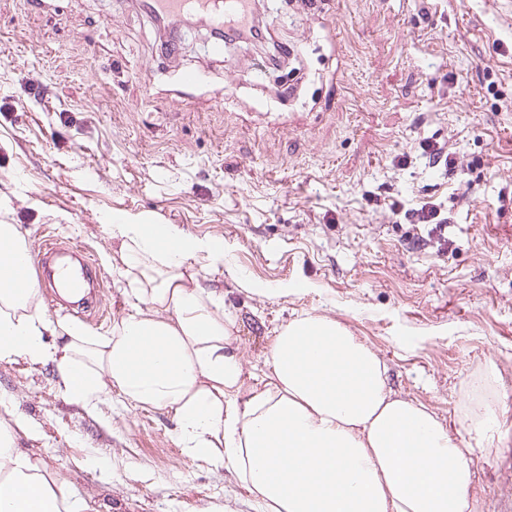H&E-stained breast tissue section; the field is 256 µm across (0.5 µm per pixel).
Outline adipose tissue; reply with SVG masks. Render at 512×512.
<instances>
[{
  "label": "adipose tissue",
  "instance_id": "1",
  "mask_svg": "<svg viewBox=\"0 0 512 512\" xmlns=\"http://www.w3.org/2000/svg\"><path fill=\"white\" fill-rule=\"evenodd\" d=\"M113 217L122 276L165 275L132 289L140 307L107 336L34 314L35 279L7 278L24 243L0 224V362L53 363L64 395L87 409L119 393L171 414L183 453L231 469L260 512H471L475 451L425 404L394 392L381 355L335 318L304 313L273 339L269 368L243 394L222 295L187 282L184 261L224 252L176 225ZM56 337V344L45 341ZM0 512H89L88 504L14 446L0 424Z\"/></svg>",
  "mask_w": 512,
  "mask_h": 512
}]
</instances>
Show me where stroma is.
<instances>
[{"mask_svg": "<svg viewBox=\"0 0 512 512\" xmlns=\"http://www.w3.org/2000/svg\"><path fill=\"white\" fill-rule=\"evenodd\" d=\"M292 66L257 69L268 43L222 57L190 31L174 56L137 0H0V224L31 247L78 246L98 309L42 315L106 335L132 312L112 216L223 236L226 261L184 276L224 296L246 384L278 328L326 314L384 357L388 385L430 406L464 444L463 410L487 371L493 441L477 449L474 512L512 503V29L484 0H259ZM201 71L193 88L184 68ZM296 70L294 96L278 87ZM448 154L453 176L420 144ZM445 203V233L406 241L390 203ZM301 283L268 299L245 282ZM92 512H256L234 475L184 455L170 414L92 412L52 364L0 363V421Z\"/></svg>", "mask_w": 512, "mask_h": 512, "instance_id": "1", "label": "stroma"}]
</instances>
